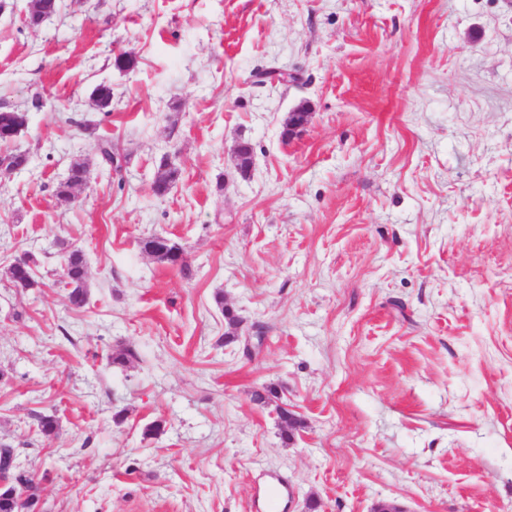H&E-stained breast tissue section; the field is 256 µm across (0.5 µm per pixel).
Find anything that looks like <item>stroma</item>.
<instances>
[{
    "label": "stroma",
    "mask_w": 512,
    "mask_h": 512,
    "mask_svg": "<svg viewBox=\"0 0 512 512\" xmlns=\"http://www.w3.org/2000/svg\"><path fill=\"white\" fill-rule=\"evenodd\" d=\"M27 3L0 0V109L29 155L0 179V445L42 474L41 512H251L270 473L289 512H512V0H60L37 28ZM281 403L305 422L288 440ZM70 167L67 180L57 186V195L64 199H75L74 191L88 183L89 165L85 161L77 160ZM179 170L167 161L161 162L152 182V191L156 196H165L170 186L178 179ZM84 257L78 249L66 250L64 255L63 281L70 303L77 308L85 306L89 293ZM31 260V257L26 254L15 257L5 271L6 277L13 286L22 291L36 288L38 285V281L34 278Z\"/></svg>",
    "instance_id": "stroma-1"
}]
</instances>
